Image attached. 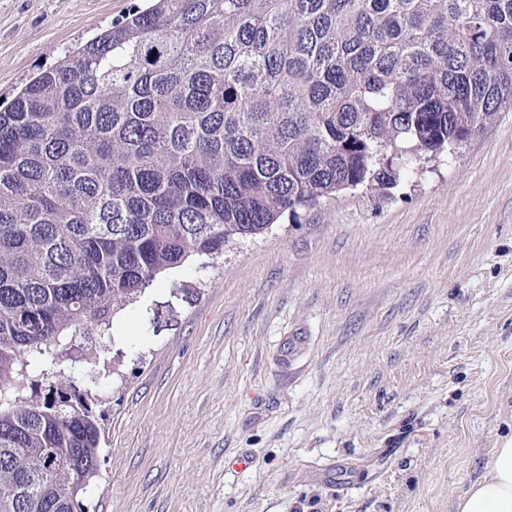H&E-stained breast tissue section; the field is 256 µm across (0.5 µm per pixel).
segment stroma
Wrapping results in <instances>:
<instances>
[{
  "mask_svg": "<svg viewBox=\"0 0 512 512\" xmlns=\"http://www.w3.org/2000/svg\"><path fill=\"white\" fill-rule=\"evenodd\" d=\"M144 4L0 0V107ZM80 344L88 512H457L512 437V109L189 260Z\"/></svg>",
  "mask_w": 512,
  "mask_h": 512,
  "instance_id": "stroma-1",
  "label": "stroma"
}]
</instances>
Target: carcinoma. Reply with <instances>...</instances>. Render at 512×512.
<instances>
[{
    "label": "carcinoma",
    "mask_w": 512,
    "mask_h": 512,
    "mask_svg": "<svg viewBox=\"0 0 512 512\" xmlns=\"http://www.w3.org/2000/svg\"><path fill=\"white\" fill-rule=\"evenodd\" d=\"M511 106L512 0H148L32 77L0 109V512L98 476L67 332Z\"/></svg>",
    "instance_id": "cac0c4a2"
}]
</instances>
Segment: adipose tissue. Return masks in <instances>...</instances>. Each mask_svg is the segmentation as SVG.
Returning a JSON list of instances; mask_svg holds the SVG:
<instances>
[{
    "instance_id": "1",
    "label": "adipose tissue",
    "mask_w": 512,
    "mask_h": 512,
    "mask_svg": "<svg viewBox=\"0 0 512 512\" xmlns=\"http://www.w3.org/2000/svg\"><path fill=\"white\" fill-rule=\"evenodd\" d=\"M459 512H512V438L497 448L488 473L458 501Z\"/></svg>"
}]
</instances>
